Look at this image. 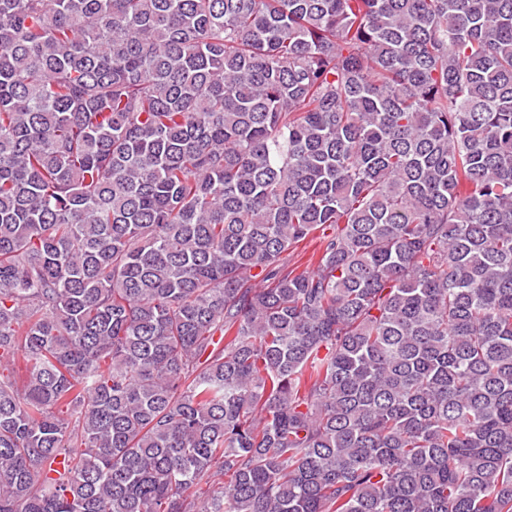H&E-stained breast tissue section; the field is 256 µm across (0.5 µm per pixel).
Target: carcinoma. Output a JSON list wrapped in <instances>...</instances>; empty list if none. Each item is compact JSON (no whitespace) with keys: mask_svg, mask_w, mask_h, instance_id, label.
I'll return each instance as SVG.
<instances>
[{"mask_svg":"<svg viewBox=\"0 0 512 512\" xmlns=\"http://www.w3.org/2000/svg\"><path fill=\"white\" fill-rule=\"evenodd\" d=\"M0 512H512V0H0Z\"/></svg>","mask_w":512,"mask_h":512,"instance_id":"obj_1","label":"carcinoma"}]
</instances>
